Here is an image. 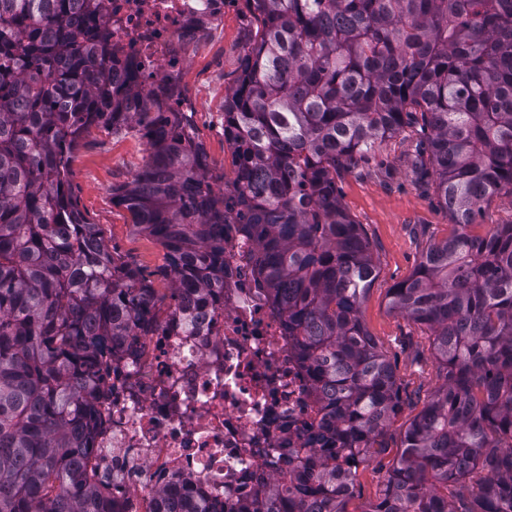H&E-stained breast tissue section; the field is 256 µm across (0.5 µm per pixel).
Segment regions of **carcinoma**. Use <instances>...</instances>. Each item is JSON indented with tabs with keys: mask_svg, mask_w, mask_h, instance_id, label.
<instances>
[{
	"mask_svg": "<svg viewBox=\"0 0 512 512\" xmlns=\"http://www.w3.org/2000/svg\"><path fill=\"white\" fill-rule=\"evenodd\" d=\"M258 21L224 98L235 197L134 70L112 86L98 0H0V512H115L88 451L86 380L166 317L196 323L224 291V225L257 246V282L283 318L320 406L315 445L230 512H347L359 467L402 406L361 314L377 266L336 178L411 123L453 230L389 307L429 332L440 385L406 429L367 512H512V224L474 232L512 197V0H247ZM139 134L148 160L112 188L166 250L161 296L109 249L70 193L91 127ZM150 512H209L154 493ZM475 231L484 233L489 224H512V198L507 196H498L492 198L478 215Z\"/></svg>",
	"mask_w": 512,
	"mask_h": 512,
	"instance_id": "cac0c4a2",
	"label": "carcinoma"
}]
</instances>
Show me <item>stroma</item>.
Segmentation results:
<instances>
[{
  "mask_svg": "<svg viewBox=\"0 0 512 512\" xmlns=\"http://www.w3.org/2000/svg\"><path fill=\"white\" fill-rule=\"evenodd\" d=\"M255 28L245 0H230L223 22L194 48L183 74L185 88L200 105L192 120L216 177L234 176L232 152L224 138V98L236 85ZM422 140L419 126L407 125L377 145L359 172L336 180L342 204L360 224L377 265L362 318L394 366L403 399L380 446L358 469L348 512H367L400 451L407 426L440 383L427 330L388 306L390 288L409 278L430 244L452 230L433 188L422 184L412 167ZM147 156L140 137L92 129L72 153L70 185L85 219L99 225L108 246L134 260L162 295L170 286L164 274L165 249L136 232L128 210L112 201L113 187L130 181Z\"/></svg>",
  "mask_w": 512,
  "mask_h": 512,
  "instance_id": "1",
  "label": "stroma"
}]
</instances>
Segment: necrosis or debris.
<instances>
[{"instance_id": "necrosis-or-debris-1", "label": "necrosis or debris", "mask_w": 512, "mask_h": 512, "mask_svg": "<svg viewBox=\"0 0 512 512\" xmlns=\"http://www.w3.org/2000/svg\"><path fill=\"white\" fill-rule=\"evenodd\" d=\"M113 79L128 64L160 112H189L182 83L191 47L228 0H103ZM254 241L224 227V296L194 335L167 325L112 361L97 405L90 462L121 501L148 506L158 489L203 494L209 506L251 496L281 474L285 449L308 445L319 408L292 341L256 284Z\"/></svg>"}]
</instances>
